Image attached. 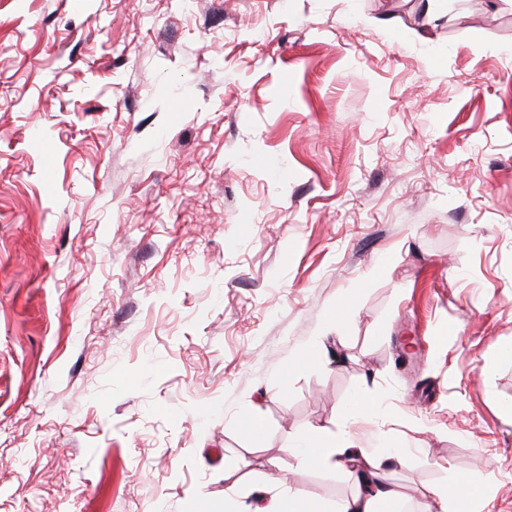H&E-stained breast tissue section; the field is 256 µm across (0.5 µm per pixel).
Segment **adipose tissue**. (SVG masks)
Segmentation results:
<instances>
[{
  "instance_id": "obj_1",
  "label": "adipose tissue",
  "mask_w": 512,
  "mask_h": 512,
  "mask_svg": "<svg viewBox=\"0 0 512 512\" xmlns=\"http://www.w3.org/2000/svg\"><path fill=\"white\" fill-rule=\"evenodd\" d=\"M351 446L346 435L328 442L313 436L289 448L288 453L301 463L336 469L347 465V452ZM384 465L382 456L360 455L357 485L352 494L327 505L311 504L308 512H398L401 502L396 491L385 482Z\"/></svg>"
}]
</instances>
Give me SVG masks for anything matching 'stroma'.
Listing matches in <instances>:
<instances>
[{"instance_id": "stroma-1", "label": "stroma", "mask_w": 512, "mask_h": 512, "mask_svg": "<svg viewBox=\"0 0 512 512\" xmlns=\"http://www.w3.org/2000/svg\"><path fill=\"white\" fill-rule=\"evenodd\" d=\"M510 347L512 0H0V512H512ZM353 448L351 439L343 434L338 439L321 442L313 435L302 440L292 448H288L289 455L297 458L303 464H316L317 467L336 469L348 463H356L360 474L357 475L355 490L348 497L336 500L333 503L322 505L313 503L308 509L300 508L297 493H291L288 498L276 503H267L264 507L251 505L237 512H392L400 511V498L396 491L385 483L386 475L383 470L386 458H397L400 450L387 456L360 452L358 461L348 459ZM478 490L477 487L466 486L461 489L459 482L453 481L445 487H435L430 489L432 505H428L425 511L429 512H449L458 511L448 510V505L460 503L473 497Z\"/></svg>"}]
</instances>
